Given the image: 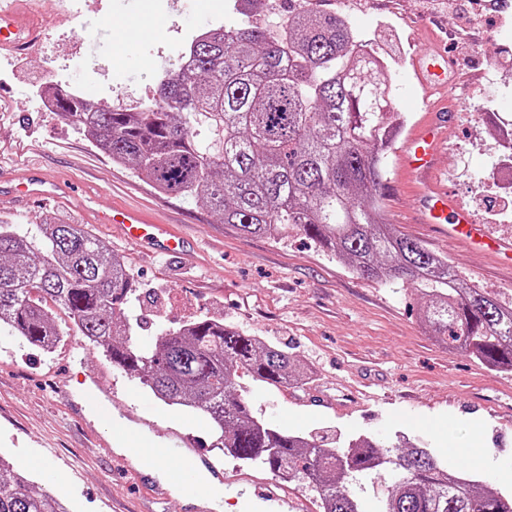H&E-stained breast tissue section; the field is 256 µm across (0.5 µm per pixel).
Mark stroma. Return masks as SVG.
<instances>
[{
	"label": "stroma",
	"mask_w": 512,
	"mask_h": 512,
	"mask_svg": "<svg viewBox=\"0 0 512 512\" xmlns=\"http://www.w3.org/2000/svg\"><path fill=\"white\" fill-rule=\"evenodd\" d=\"M227 2L36 0L39 43L0 70V175L22 183L38 166L77 190L46 204L0 207V222L69 218L106 242L140 289L127 310L139 323L140 345L208 317L287 346L307 369L306 384H254L248 394L255 414L282 430L327 443L357 434L386 440L401 430L425 437L449 467L477 479L491 475L486 452L499 471L512 472V373L448 349L423 322L413 287L361 278L299 233L284 241L242 235L206 207L158 192L56 113L35 107L38 88L52 80L107 109L139 106L156 90L161 67L176 61L197 30L223 24ZM334 10L373 32L378 52L399 58L393 84L408 126L449 106L447 95L424 93L411 71L421 44H443L468 108L445 131L440 181L477 222L512 237V197L498 198L480 180L504 154L502 133L512 121V0H492L478 20L471 0H342ZM130 13L159 21L165 36L135 44L121 27L101 25ZM384 193L386 223L447 256L463 279L512 301V271L481 253L450 250L424 225L398 223L414 208L407 181L388 175ZM115 205L142 208L173 226L187 240L182 253L131 245L116 227L98 223L96 211ZM53 316L64 336L50 353L0 332V453L18 466L32 461L36 489L53 490L49 476L56 473L72 512H203L208 498L185 505L169 491L159 499L145 492L151 476L118 452L128 442L113 430L120 422L148 446L174 440L205 455L230 483L223 512H278L264 495L279 488L296 512H320L310 488L225 455L205 421L165 405L89 349L62 310ZM87 373L102 386L96 408L78 381Z\"/></svg>",
	"instance_id": "35a3bbf8"
}]
</instances>
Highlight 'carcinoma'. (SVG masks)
Instances as JSON below:
<instances>
[{"mask_svg":"<svg viewBox=\"0 0 512 512\" xmlns=\"http://www.w3.org/2000/svg\"><path fill=\"white\" fill-rule=\"evenodd\" d=\"M336 13L288 9L278 33L239 20L191 37L134 112L107 110L59 89L56 110L112 161L161 193L199 203L244 234L301 231L364 279L412 281L424 322L452 350L512 370V305L458 278L448 258L384 222L386 154L395 96L388 63ZM136 285L122 259L81 225L0 224V328L45 352L62 333L48 303L78 335L137 377L164 404L205 420L234 459L301 482L323 512H512L509 497L448 469L432 448L398 431L327 447L258 418L238 379L303 384L288 350L200 317L143 347L125 315ZM394 476L374 503L360 476ZM0 512H69L0 456Z\"/></svg>","mask_w":512,"mask_h":512,"instance_id":"1","label":"carcinoma"}]
</instances>
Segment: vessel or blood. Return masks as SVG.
I'll list each match as a JSON object with an SVG mask.
<instances>
[{
  "instance_id": "vessel-or-blood-1",
  "label": "vessel or blood",
  "mask_w": 512,
  "mask_h": 512,
  "mask_svg": "<svg viewBox=\"0 0 512 512\" xmlns=\"http://www.w3.org/2000/svg\"><path fill=\"white\" fill-rule=\"evenodd\" d=\"M29 0H0V47L16 52L27 51L39 39L38 28L28 10ZM414 71L420 86L432 91L454 94L453 69L437 48L425 45L417 51ZM448 116L432 112L404 139L399 153L397 171L415 181V214L418 223L438 228L449 244L483 251L496 259L512 252V241L493 236L485 225L476 223L470 211L455 201L434 179L436 159L442 149V130ZM62 185L35 173L26 183L15 185L0 177V199L19 196L30 201L48 200L62 192ZM102 223L119 225L127 238L134 242H157L162 253H174L180 247L179 238L145 211L120 207L103 213ZM165 456L169 462L170 482L185 484L189 492H197L191 476L200 465L199 460L187 454L179 445L164 449L136 448L128 460L134 468L146 470L157 458Z\"/></svg>"
}]
</instances>
